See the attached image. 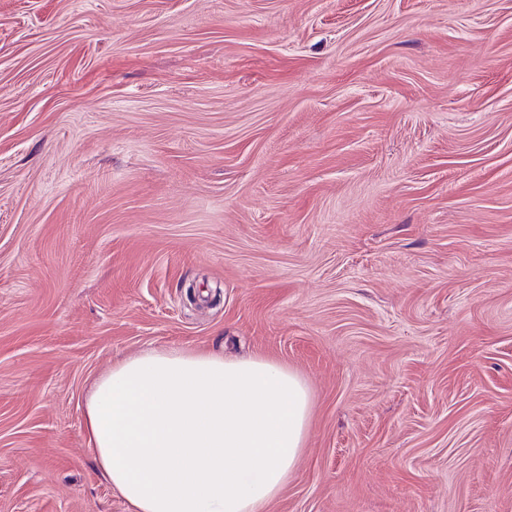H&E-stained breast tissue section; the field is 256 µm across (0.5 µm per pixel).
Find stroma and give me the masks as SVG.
<instances>
[{"label":"stroma","instance_id":"obj_1","mask_svg":"<svg viewBox=\"0 0 512 512\" xmlns=\"http://www.w3.org/2000/svg\"><path fill=\"white\" fill-rule=\"evenodd\" d=\"M160 347L306 381L265 512H512V0H0V512Z\"/></svg>","mask_w":512,"mask_h":512}]
</instances>
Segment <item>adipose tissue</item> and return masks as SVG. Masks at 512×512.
Masks as SVG:
<instances>
[{
    "label": "adipose tissue",
    "instance_id": "adipose-tissue-1",
    "mask_svg": "<svg viewBox=\"0 0 512 512\" xmlns=\"http://www.w3.org/2000/svg\"><path fill=\"white\" fill-rule=\"evenodd\" d=\"M311 406L287 366L162 347L98 377L83 422L131 512H264L303 455Z\"/></svg>",
    "mask_w": 512,
    "mask_h": 512
}]
</instances>
